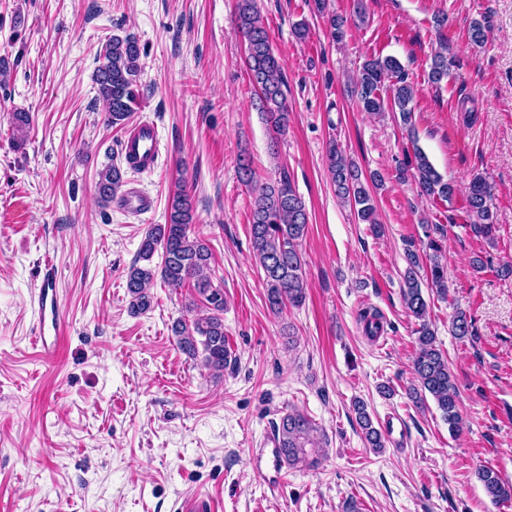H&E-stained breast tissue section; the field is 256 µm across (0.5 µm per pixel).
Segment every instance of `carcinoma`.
<instances>
[{"label": "carcinoma", "mask_w": 512, "mask_h": 512, "mask_svg": "<svg viewBox=\"0 0 512 512\" xmlns=\"http://www.w3.org/2000/svg\"><path fill=\"white\" fill-rule=\"evenodd\" d=\"M332 41L341 43L346 37L348 18L326 12V0H315ZM237 26L246 43L245 63L253 85L258 110L273 129L283 133L288 128L290 110L283 91L282 64L275 54L256 0H235ZM142 51L138 40L130 35L112 34L99 52L102 58L95 74L99 98L105 104L107 120L120 126L131 116L136 104L135 86L140 73ZM448 43L441 44L431 60L429 81L440 83L448 78ZM360 108L369 113L389 112L407 131L413 147V177L420 192L429 197L449 200L455 193L453 184L444 180L427 155L417 145L414 132L412 103L414 87L407 81L401 64L392 57H373L365 61L354 88ZM326 165L336 195L356 212L360 221L379 228L376 207L370 186L380 182L379 175L369 176L358 168L336 144L331 141L326 154ZM125 171L112 163L97 174L96 188L102 206L117 199L124 186ZM466 213L474 231L488 240L496 232L486 181L474 177L465 198ZM169 216L165 224L151 226L144 235L138 252V261L126 274L127 293L131 310L137 313L151 308L150 289L155 278L172 288L187 286L192 289L188 310L202 309L203 314L192 320H177L171 326L179 349L188 357L201 358L203 366L214 376L224 375L230 359L227 336L224 333V289L213 284L211 264L213 255L202 240L190 236L193 214L185 186L181 185L169 197ZM308 212L302 197L291 184L286 171L278 178L254 187L251 205L250 236L256 267L261 272L270 309L281 311L290 305L298 307L307 297L303 257L298 249L306 234ZM162 250V265L156 270L148 261L157 250ZM432 253H407V267L402 276L401 296L405 308L419 321L416 329V350L413 374L416 384L407 395L421 405L431 396L448 429L456 431L462 420L461 403L448 358L437 343L434 329L427 317L429 304L424 297L420 270L429 268L430 287L439 295H448L447 264L442 250L430 245ZM360 320L365 333L377 335L383 330L378 312L363 311ZM451 332L463 339L472 335V322L464 310H457L450 323ZM357 421L368 447H385L384 436L373 425L364 405H356ZM316 424L303 412L291 410L284 414L275 429V441L281 460L290 468L312 466L316 460L309 449L320 447ZM478 478L489 498L494 502L512 498V484L498 471L488 466L478 469Z\"/></svg>", "instance_id": "carcinoma-1"}]
</instances>
